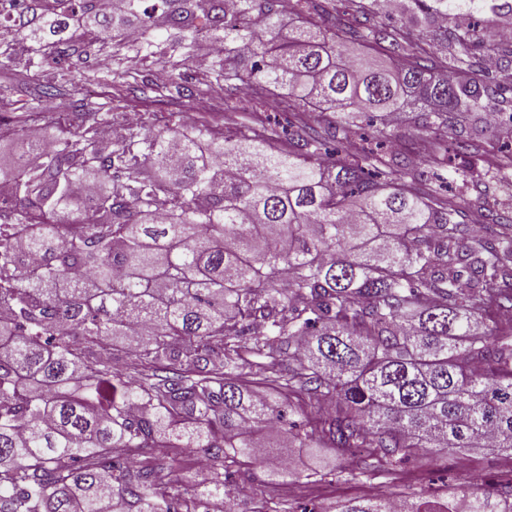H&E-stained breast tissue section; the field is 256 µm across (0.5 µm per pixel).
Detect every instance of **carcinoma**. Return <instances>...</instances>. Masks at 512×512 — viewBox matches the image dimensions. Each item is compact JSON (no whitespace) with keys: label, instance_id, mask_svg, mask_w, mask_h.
Masks as SVG:
<instances>
[{"label":"carcinoma","instance_id":"obj_1","mask_svg":"<svg viewBox=\"0 0 512 512\" xmlns=\"http://www.w3.org/2000/svg\"><path fill=\"white\" fill-rule=\"evenodd\" d=\"M14 2L0 14V141L26 157L0 172V512H236L229 465L263 462L260 434L294 393L331 402L309 429L284 430L301 448H367L390 465L420 449L512 455V212L477 197L497 230L469 236L459 198L420 190L407 158L321 153L340 130L329 114L386 138L400 112L481 152L498 125L479 112H496L502 88L474 77L470 29L443 25L475 0H402L399 26L375 19L376 0H348L337 24L299 14L286 35L280 0H124L112 16L104 0ZM425 28L460 51L437 61ZM201 41L224 45L212 83L284 89L289 109L318 110L288 151L146 118L101 135L112 88L136 87L127 64L180 79ZM80 64L104 102L34 104ZM244 349L269 363L252 370ZM154 448L201 449L207 479L181 487ZM334 512H512V485Z\"/></svg>","mask_w":512,"mask_h":512}]
</instances>
